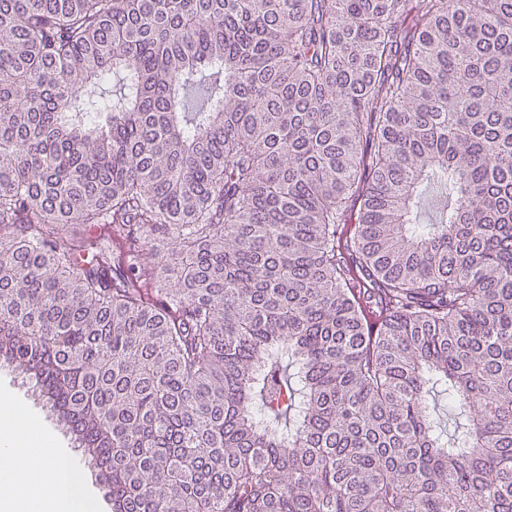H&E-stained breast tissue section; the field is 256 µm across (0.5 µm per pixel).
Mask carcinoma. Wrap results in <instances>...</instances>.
Segmentation results:
<instances>
[{"instance_id":"carcinoma-1","label":"carcinoma","mask_w":512,"mask_h":512,"mask_svg":"<svg viewBox=\"0 0 512 512\" xmlns=\"http://www.w3.org/2000/svg\"><path fill=\"white\" fill-rule=\"evenodd\" d=\"M0 363L112 512H512V0H0Z\"/></svg>"}]
</instances>
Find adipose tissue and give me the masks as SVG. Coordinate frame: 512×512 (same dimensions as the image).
Listing matches in <instances>:
<instances>
[{"instance_id": "adipose-tissue-1", "label": "adipose tissue", "mask_w": 512, "mask_h": 512, "mask_svg": "<svg viewBox=\"0 0 512 512\" xmlns=\"http://www.w3.org/2000/svg\"><path fill=\"white\" fill-rule=\"evenodd\" d=\"M72 455L33 412L0 390V512H96Z\"/></svg>"}]
</instances>
